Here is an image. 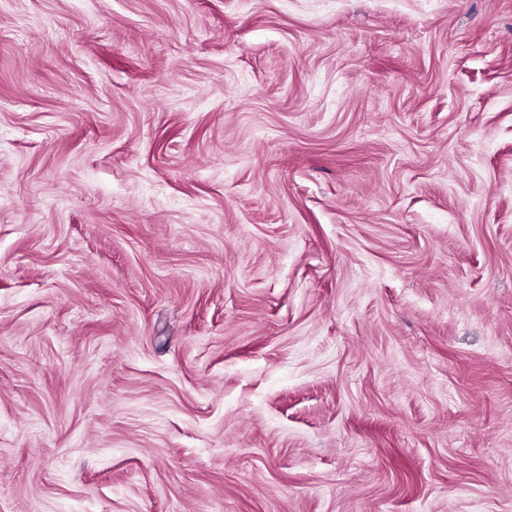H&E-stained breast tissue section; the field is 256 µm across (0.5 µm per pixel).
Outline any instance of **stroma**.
Returning a JSON list of instances; mask_svg holds the SVG:
<instances>
[{
  "label": "stroma",
  "mask_w": 512,
  "mask_h": 512,
  "mask_svg": "<svg viewBox=\"0 0 512 512\" xmlns=\"http://www.w3.org/2000/svg\"><path fill=\"white\" fill-rule=\"evenodd\" d=\"M0 512H512V0H0Z\"/></svg>",
  "instance_id": "obj_1"
}]
</instances>
